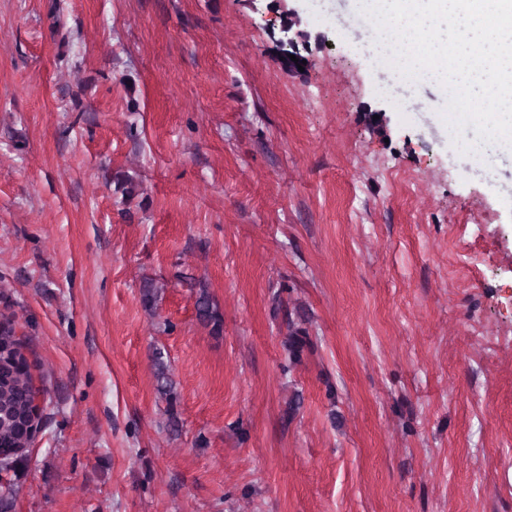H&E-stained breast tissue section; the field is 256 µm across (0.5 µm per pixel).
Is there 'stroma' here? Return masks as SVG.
I'll return each instance as SVG.
<instances>
[{"mask_svg":"<svg viewBox=\"0 0 512 512\" xmlns=\"http://www.w3.org/2000/svg\"><path fill=\"white\" fill-rule=\"evenodd\" d=\"M357 16L0 0V314L44 389L15 512H512V158L484 178ZM194 287H198L195 295L197 320L203 326L210 327L212 334L221 335L223 332V318L217 303L203 282H196ZM306 330L294 320L288 322V360L294 364L300 360L303 346L306 344ZM156 390L168 403L175 399L174 383L169 375L168 366L165 363L161 352H155L152 358Z\"/></svg>","mask_w":512,"mask_h":512,"instance_id":"obj_1","label":"stroma"}]
</instances>
